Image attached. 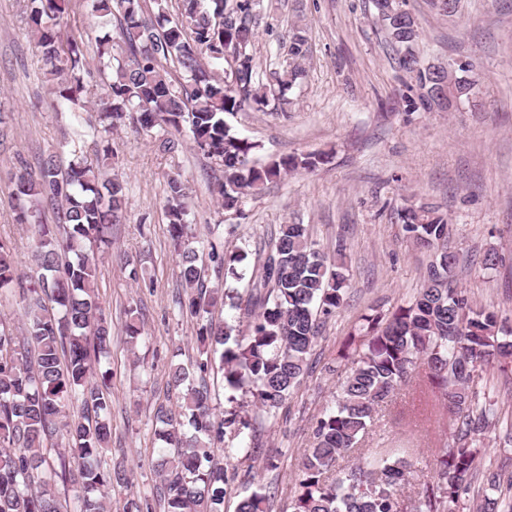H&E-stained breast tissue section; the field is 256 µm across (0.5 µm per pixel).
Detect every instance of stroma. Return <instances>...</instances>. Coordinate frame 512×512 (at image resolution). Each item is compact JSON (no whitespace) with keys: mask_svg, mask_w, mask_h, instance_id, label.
<instances>
[{"mask_svg":"<svg viewBox=\"0 0 512 512\" xmlns=\"http://www.w3.org/2000/svg\"><path fill=\"white\" fill-rule=\"evenodd\" d=\"M406 8L419 23L416 52L423 64L470 62L479 78L475 99L451 112L408 111L409 76L384 42L372 0H273L253 49L259 69L278 70L280 43L294 26L305 25L311 36L308 76L288 92L283 112L249 110L230 122L260 144L258 161L308 153L327 154L328 160L250 198L247 219L220 208L213 163L190 142L161 153L153 134L129 120L108 139L82 143L91 157L112 147V172L124 181L128 201L125 220L113 225L112 245L100 254L97 270L99 300L112 319L110 351L95 363L108 375L112 400V448L103 460L126 469L125 481L107 492L112 512H122L130 499H153L152 464L160 453L154 413L174 397L168 386L173 364L190 363L197 355L196 323L181 313L179 258L168 243L167 176L180 175L188 185L187 220L197 236L221 225L224 252L246 251V266L257 264L278 225L306 224L322 252L341 257L347 279L345 302L314 347L313 367L288 401V418L272 422L249 409L256 431L252 465L243 463L232 437L218 449L220 462L234 472L224 512H236L248 468L274 492V512H291L304 450L317 418L334 404L349 368L339 355L361 316L395 309L423 283L430 255L405 238L398 217L404 207H438L453 226L448 246L459 257V287L476 306L512 326V0H461L451 16L429 0H406ZM23 11V0H0V237L11 242L17 268L27 274L32 239L16 221L11 176L17 158L34 169L44 153L70 142L72 127L42 81L40 53L27 35ZM490 251L499 256L492 269L482 263ZM131 262L142 267L144 282L130 279ZM132 307L143 325L134 348L122 332ZM419 393L425 396L424 414L414 424L408 404ZM449 433L443 395L427 388L417 371L378 407L362 447L370 455L407 457L425 477ZM279 450L286 459L278 469H265L266 459ZM477 466L462 512H478L489 495L486 472H512V445L488 436Z\"/></svg>","mask_w":512,"mask_h":512,"instance_id":"1","label":"stroma"}]
</instances>
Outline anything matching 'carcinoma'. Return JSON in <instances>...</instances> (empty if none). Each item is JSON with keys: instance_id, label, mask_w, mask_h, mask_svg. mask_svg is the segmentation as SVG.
<instances>
[{"instance_id": "obj_1", "label": "carcinoma", "mask_w": 512, "mask_h": 512, "mask_svg": "<svg viewBox=\"0 0 512 512\" xmlns=\"http://www.w3.org/2000/svg\"><path fill=\"white\" fill-rule=\"evenodd\" d=\"M179 0L176 17L163 0H28L27 33L35 41L43 73L52 85L54 105L79 118L83 96L95 84L94 108L102 129L79 127L81 138L108 134L137 115L141 129L158 127V150L173 153L186 136L220 168L216 194L221 208L246 218L245 202L290 172L323 162L315 154L286 155L256 166L258 145L226 120L250 106L271 107L306 77L309 50L305 28L296 26L280 46L286 62L272 72L275 88L263 84L252 46L258 37L255 0ZM385 41L400 70L410 74L405 101L409 111H451V100L470 99L478 79L473 68L448 74L423 65L415 54L417 19L405 0H372ZM88 8L118 28L124 57L112 63L110 37L97 39L98 65L87 67L75 40L60 28L74 8ZM228 65L222 69L221 65ZM63 151L48 152L38 171L24 165L13 177L16 222L33 227V274L22 278L11 243L0 237V294L18 290L25 335L0 327V512H60L55 477L76 464L81 489L78 512H108L105 492L126 480L121 468L100 459L112 439L111 400L106 375L92 362L107 353L112 336L98 303L94 246L109 242L112 225L125 219L123 181L104 177L112 149L90 160L80 150L63 162ZM165 215L173 248L180 256L179 279L187 314L199 321V359L174 366L169 384L176 401L159 405L156 430L164 448L156 463L164 512H224L227 470L215 461L226 433L242 445L254 438L247 416L231 408L216 418L207 376L213 365L222 374L225 400L249 396L266 418L275 420L312 368L311 354L323 326L345 300L346 277L315 247L305 224H282L269 239L262 262L241 266L246 255L227 256L210 245L209 258L235 280L250 278L247 298L237 289H210L198 265L192 225L186 220L188 187L170 176ZM56 215L55 228L42 213ZM406 238L432 252L416 296L392 311L362 318L364 340L351 356L334 406L317 419L313 442L302 460L293 512H404L400 498L411 486L414 463L396 455L338 467L339 459L360 450L376 406L390 398L411 373L425 366L429 384L443 391L452 417L451 444L414 492L413 512H457L462 494L476 475L485 434L501 422L497 402L470 386L478 366L512 358V330L495 313L474 307L457 285L459 260L448 250L452 227L431 206L400 213ZM56 305L51 311L45 300ZM243 310L245 329L215 324L211 308ZM79 404L80 415L67 413ZM61 438L67 456L60 469L50 463L45 441ZM495 495L480 512H512V474L489 472ZM274 496L262 484L241 496L237 512H273Z\"/></svg>"}]
</instances>
